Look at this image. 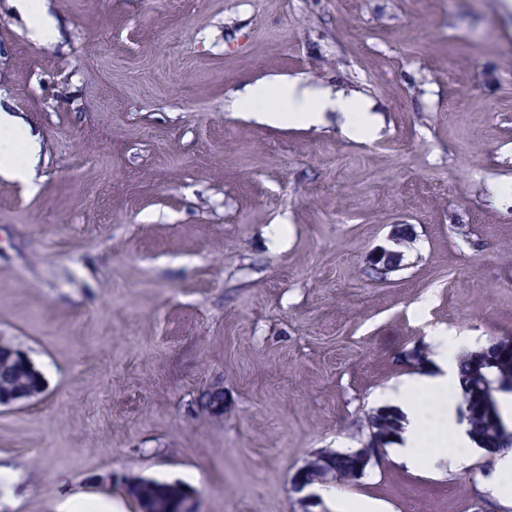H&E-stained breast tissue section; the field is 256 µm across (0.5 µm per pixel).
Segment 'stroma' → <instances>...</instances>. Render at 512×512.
<instances>
[{
  "mask_svg": "<svg viewBox=\"0 0 512 512\" xmlns=\"http://www.w3.org/2000/svg\"><path fill=\"white\" fill-rule=\"evenodd\" d=\"M33 4L56 45L0 0V108L42 146L33 186L0 179V340L46 388L0 407V512H139L135 479L200 512H303L297 471L363 447L415 347L512 337V0ZM277 75L370 99L377 138L241 112ZM380 248L403 259L375 279ZM214 384L220 416L195 403ZM496 459L388 452L313 512H512ZM18 2H20L22 8L26 10L27 16L29 18L30 38L45 45H50L57 42L59 32L56 29L54 23L46 15V11L42 10L35 19L31 20L30 16L32 2L30 0H18Z\"/></svg>",
  "mask_w": 512,
  "mask_h": 512,
  "instance_id": "stroma-1",
  "label": "stroma"
}]
</instances>
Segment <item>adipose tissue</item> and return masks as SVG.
I'll return each mask as SVG.
<instances>
[{
  "instance_id": "1",
  "label": "adipose tissue",
  "mask_w": 512,
  "mask_h": 512,
  "mask_svg": "<svg viewBox=\"0 0 512 512\" xmlns=\"http://www.w3.org/2000/svg\"><path fill=\"white\" fill-rule=\"evenodd\" d=\"M243 98L253 113L274 125L312 127L321 123L324 113L337 112L344 118L343 131L350 139L364 142L375 138L378 132L377 117L368 100L298 78L253 85ZM38 151V143L21 124L0 109V176L32 183ZM460 354L454 339L436 335L428 373L405 379L390 393L404 416L394 453L406 466L416 465L417 449L425 440L436 461L447 460L452 454L463 455L474 446L467 427L457 423L455 416L461 395ZM418 392L430 396V405L413 403L412 397Z\"/></svg>"
}]
</instances>
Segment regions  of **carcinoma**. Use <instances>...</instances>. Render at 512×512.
I'll return each mask as SVG.
<instances>
[{
	"label": "carcinoma",
	"instance_id": "carcinoma-1",
	"mask_svg": "<svg viewBox=\"0 0 512 512\" xmlns=\"http://www.w3.org/2000/svg\"><path fill=\"white\" fill-rule=\"evenodd\" d=\"M461 396L467 407L470 434L481 448L512 446V432L503 422L494 420L483 405V398L496 389L512 392V371L504 372L497 363L495 349L488 345L465 356L460 363ZM42 375L28 354L10 343H0V394L20 395L40 387ZM224 402L218 386L199 393L197 404L205 409L214 402ZM403 429V417L392 407H382L368 416V431L382 446L397 441ZM335 470L334 480L343 483L357 481L365 473L356 451H339L328 464ZM127 495L144 508L156 506L154 512H193L184 507L188 491L179 483L141 480Z\"/></svg>",
	"mask_w": 512,
	"mask_h": 512
}]
</instances>
